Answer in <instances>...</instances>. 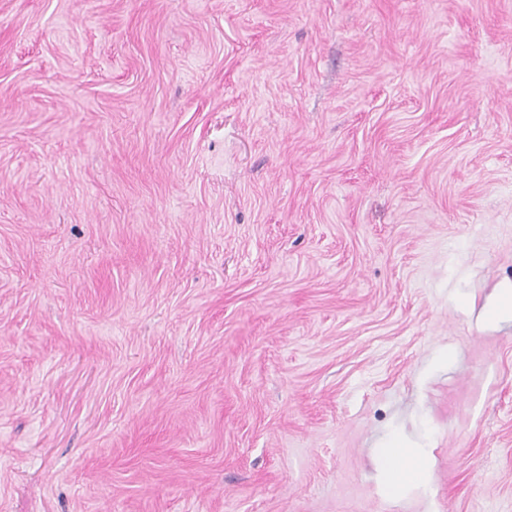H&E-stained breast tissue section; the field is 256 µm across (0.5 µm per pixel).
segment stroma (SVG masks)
<instances>
[{
    "instance_id": "1",
    "label": "stroma",
    "mask_w": 512,
    "mask_h": 512,
    "mask_svg": "<svg viewBox=\"0 0 512 512\" xmlns=\"http://www.w3.org/2000/svg\"><path fill=\"white\" fill-rule=\"evenodd\" d=\"M506 285L512 0H0V512H512ZM377 456L381 475L391 492L400 493L421 480L425 460L401 439L393 440L386 448H377Z\"/></svg>"
}]
</instances>
